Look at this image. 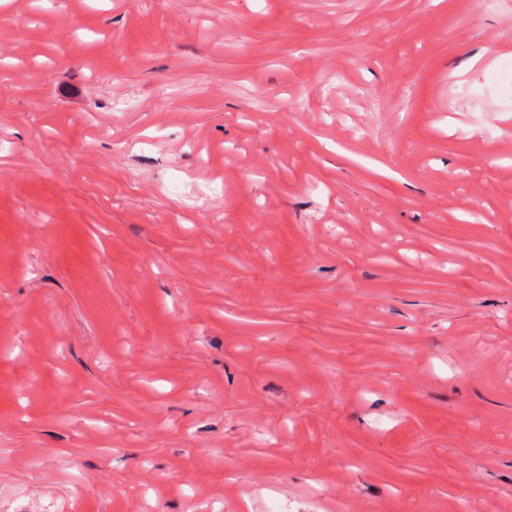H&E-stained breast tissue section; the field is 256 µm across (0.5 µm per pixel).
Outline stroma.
Masks as SVG:
<instances>
[{"label": "stroma", "mask_w": 512, "mask_h": 512, "mask_svg": "<svg viewBox=\"0 0 512 512\" xmlns=\"http://www.w3.org/2000/svg\"><path fill=\"white\" fill-rule=\"evenodd\" d=\"M50 500L512 512V0H0V512Z\"/></svg>", "instance_id": "obj_1"}]
</instances>
